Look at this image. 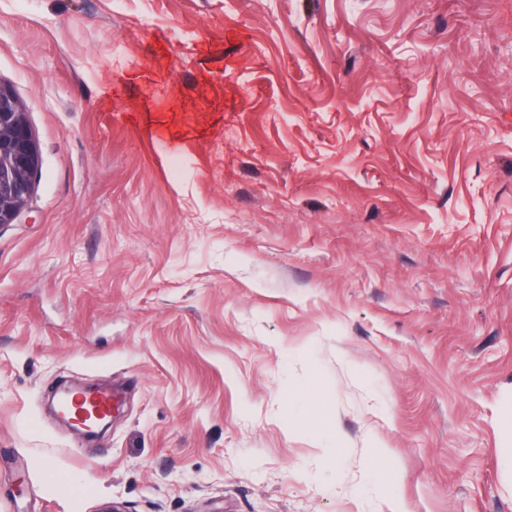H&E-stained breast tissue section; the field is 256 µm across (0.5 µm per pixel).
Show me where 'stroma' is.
I'll use <instances>...</instances> for the list:
<instances>
[{"label": "stroma", "instance_id": "obj_1", "mask_svg": "<svg viewBox=\"0 0 512 512\" xmlns=\"http://www.w3.org/2000/svg\"><path fill=\"white\" fill-rule=\"evenodd\" d=\"M0 86V512H512V0H0ZM40 170L41 156L25 108L0 86V226L14 224L26 211Z\"/></svg>", "mask_w": 512, "mask_h": 512}]
</instances>
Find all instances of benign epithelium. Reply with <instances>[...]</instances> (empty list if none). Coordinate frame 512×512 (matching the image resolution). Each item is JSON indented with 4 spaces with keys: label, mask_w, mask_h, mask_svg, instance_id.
Returning a JSON list of instances; mask_svg holds the SVG:
<instances>
[{
    "label": "benign epithelium",
    "mask_w": 512,
    "mask_h": 512,
    "mask_svg": "<svg viewBox=\"0 0 512 512\" xmlns=\"http://www.w3.org/2000/svg\"><path fill=\"white\" fill-rule=\"evenodd\" d=\"M40 170L41 156L25 108L0 87V226L15 223L26 211ZM61 420L84 437H96L112 424L109 420L94 428L65 415Z\"/></svg>",
    "instance_id": "benign-epithelium-1"
}]
</instances>
